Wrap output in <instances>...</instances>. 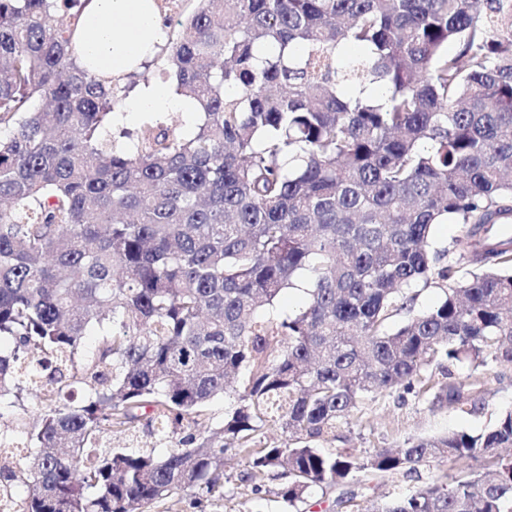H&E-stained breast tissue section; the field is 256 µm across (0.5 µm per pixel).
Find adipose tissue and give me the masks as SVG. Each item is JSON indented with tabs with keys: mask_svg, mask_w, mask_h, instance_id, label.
I'll list each match as a JSON object with an SVG mask.
<instances>
[{
	"mask_svg": "<svg viewBox=\"0 0 512 512\" xmlns=\"http://www.w3.org/2000/svg\"><path fill=\"white\" fill-rule=\"evenodd\" d=\"M82 46L78 62L98 74L125 81L157 56L167 37L158 0H89L82 16ZM195 101L176 93L169 82L139 84L118 121L153 112L196 113Z\"/></svg>",
	"mask_w": 512,
	"mask_h": 512,
	"instance_id": "obj_1",
	"label": "adipose tissue"
}]
</instances>
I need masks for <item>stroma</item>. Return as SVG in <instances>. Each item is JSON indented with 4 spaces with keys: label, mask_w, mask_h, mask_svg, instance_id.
Returning <instances> with one entry per match:
<instances>
[{
    "label": "stroma",
    "mask_w": 512,
    "mask_h": 512,
    "mask_svg": "<svg viewBox=\"0 0 512 512\" xmlns=\"http://www.w3.org/2000/svg\"><path fill=\"white\" fill-rule=\"evenodd\" d=\"M484 403L476 412L454 406L437 408L427 396L417 393H380L373 395L364 407L351 415L336 429L335 439L327 448H349L366 456L379 448H398L406 440L441 435L449 431H464L472 435L492 427L504 411L512 409V373L481 374ZM246 466L234 453H226L224 466V494L207 495L197 489L173 490L167 499L155 504L151 512H281L275 492L280 480L266 478L261 493H253L252 486L240 479ZM413 481L400 474L370 481L351 502L338 503V490L316 492L301 505V512H365L370 502L391 498L412 486Z\"/></svg>",
    "instance_id": "stroma-1"
}]
</instances>
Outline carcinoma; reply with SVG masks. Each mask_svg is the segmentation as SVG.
I'll return each instance as SVG.
<instances>
[{"label":"carcinoma","instance_id":"1","mask_svg":"<svg viewBox=\"0 0 512 512\" xmlns=\"http://www.w3.org/2000/svg\"><path fill=\"white\" fill-rule=\"evenodd\" d=\"M87 2L0 0V418L40 393L23 442L0 429L27 459L0 456L7 512L222 497L230 445L256 494L283 470L294 512L474 457L485 470L367 512H512V410L477 436L320 448L374 394L482 405L477 382L430 371H512V0H197L156 57L195 130L117 137L139 74L76 65ZM347 44L363 55L340 66ZM449 220L464 247L443 265L429 239ZM420 285L443 297L415 314ZM290 289L305 303L277 312ZM269 423L282 441L254 447ZM142 425L149 448L103 443Z\"/></svg>","mask_w":512,"mask_h":512}]
</instances>
